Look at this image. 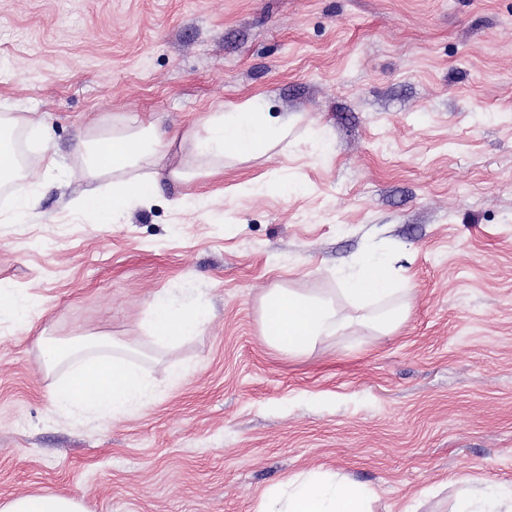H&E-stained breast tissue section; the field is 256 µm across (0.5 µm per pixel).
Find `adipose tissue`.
Instances as JSON below:
<instances>
[{
	"instance_id": "ef3b65f1",
	"label": "adipose tissue",
	"mask_w": 512,
	"mask_h": 512,
	"mask_svg": "<svg viewBox=\"0 0 512 512\" xmlns=\"http://www.w3.org/2000/svg\"><path fill=\"white\" fill-rule=\"evenodd\" d=\"M41 126L31 112L0 114V184L14 186L22 209L30 204V188L54 169L55 160L45 153L37 167H22L14 150V134ZM163 136L159 122L126 115L113 126L110 136L83 141L77 172L87 179L112 181L111 191L94 201L103 215L116 219L131 205L153 199ZM287 138V122L273 121L258 99H249L231 106L229 111L209 113L201 132L189 135L199 165L174 167L169 176L185 183L201 176L212 177L223 172L225 159L258 157ZM344 292L352 299L355 314L341 312L327 296L290 288L269 289L260 300L263 341L281 353L301 356L319 342L357 325L368 327L378 336H390L407 318L408 310L401 304L373 311L367 308L371 300L397 293L390 261L382 254H366L358 271L346 279ZM152 312L150 342L155 346L199 335L211 316L205 305L180 306L163 297L154 299ZM36 345L46 370H55L64 363L71 367L66 380L52 392V405L60 416L116 418L142 403L150 393L139 366L127 358L111 336L87 334L66 341L41 336ZM374 497V489L339 473L311 470L268 490L256 512H371ZM0 512H85V508L75 497L45 493L18 496ZM454 512H512V491L487 485L463 493Z\"/></svg>"
}]
</instances>
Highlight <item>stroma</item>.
Instances as JSON below:
<instances>
[{"label": "stroma", "instance_id": "35a3bbf8", "mask_svg": "<svg viewBox=\"0 0 512 512\" xmlns=\"http://www.w3.org/2000/svg\"><path fill=\"white\" fill-rule=\"evenodd\" d=\"M261 96L287 145L228 160L211 199L161 180L118 221L70 202L90 130L129 113L177 134ZM51 127L57 168L0 197V506L54 492L87 512H255L302 471L373 488V512H453L512 487V0H0V113ZM409 282L395 335L293 358L267 346L271 288L332 297L366 252ZM209 305L198 336L145 347L156 296ZM104 333L154 394L65 419L40 336ZM181 378L170 381L169 369ZM36 304L27 299L21 291L0 292V314L9 315L15 322L25 324Z\"/></svg>", "mask_w": 512, "mask_h": 512}]
</instances>
